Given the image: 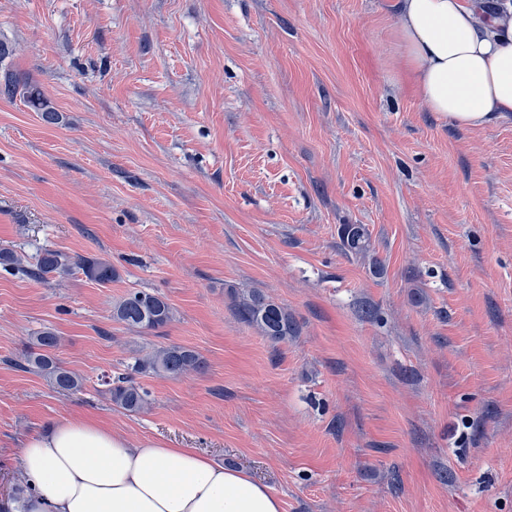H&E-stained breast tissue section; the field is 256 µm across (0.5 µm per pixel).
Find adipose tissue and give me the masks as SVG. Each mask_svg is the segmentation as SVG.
<instances>
[{"label": "adipose tissue", "instance_id": "adipose-tissue-1", "mask_svg": "<svg viewBox=\"0 0 512 512\" xmlns=\"http://www.w3.org/2000/svg\"><path fill=\"white\" fill-rule=\"evenodd\" d=\"M399 59L428 111L462 128L512 118V0H391ZM21 512H282L268 485L193 448L129 442L112 429L61 422L29 436Z\"/></svg>", "mask_w": 512, "mask_h": 512}]
</instances>
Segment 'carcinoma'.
<instances>
[{
  "label": "carcinoma",
  "instance_id": "obj_1",
  "mask_svg": "<svg viewBox=\"0 0 512 512\" xmlns=\"http://www.w3.org/2000/svg\"><path fill=\"white\" fill-rule=\"evenodd\" d=\"M26 101L46 125H56L60 115L35 86L25 88ZM342 244L354 255L364 254L370 248V234L363 224H344L341 228ZM75 268L81 269L91 280L110 284L118 277L112 263L103 258L69 256L58 250L45 249L37 261L33 276L42 279L52 274L63 278ZM234 310L237 317L255 327L274 343L288 340L295 334L296 326L288 311L269 299L258 288H242L233 292ZM174 312L166 299L154 292L130 291L118 299L112 307V318L130 328L156 329L173 320ZM58 345V336L46 328L30 337V351L24 361L28 368L44 374L50 383L61 391L80 392L83 379L60 366L51 354ZM205 362L201 355L188 347L168 345L154 349L150 354L134 361L130 372L107 381L112 402L130 412H136L147 402L148 392L135 381V375L152 373L156 376H178L187 372H202Z\"/></svg>",
  "mask_w": 512,
  "mask_h": 512
}]
</instances>
